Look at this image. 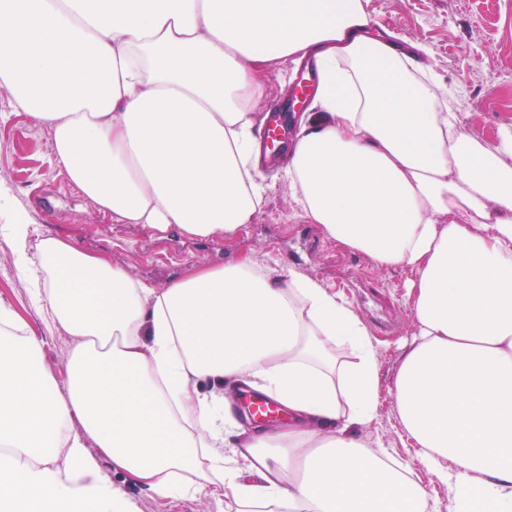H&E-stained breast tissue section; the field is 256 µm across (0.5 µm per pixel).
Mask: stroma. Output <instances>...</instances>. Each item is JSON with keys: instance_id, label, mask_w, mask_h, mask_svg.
<instances>
[{"instance_id": "stroma-1", "label": "stroma", "mask_w": 512, "mask_h": 512, "mask_svg": "<svg viewBox=\"0 0 512 512\" xmlns=\"http://www.w3.org/2000/svg\"><path fill=\"white\" fill-rule=\"evenodd\" d=\"M373 33H395L405 47H424L425 62L454 96V109L474 136L494 143L512 128V0H363ZM306 63L285 59L265 73L263 111L285 105ZM48 127L17 111L0 87V225L19 218L31 226V241L55 236L88 252H100L136 279L162 289L192 265L220 267L244 256L277 262L318 280L352 303L367 326L380 364L382 399L373 422L361 430L371 446L383 445L409 465L430 495L432 512H455L448 484L417 458L401 429L391 391L415 315L406 299L412 274L404 267L380 269L363 254L326 240L318 225L291 224L294 201L282 172L264 176L266 203L251 224L230 240H199L178 231L152 235L131 224L113 223L72 184L55 158ZM30 281L8 237L0 234V303L13 310L42 341L40 361L57 383L67 381L71 339L47 325L29 296ZM101 469L135 512H235L232 499L204 495L161 499L136 484L108 459Z\"/></svg>"}]
</instances>
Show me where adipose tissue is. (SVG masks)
I'll return each mask as SVG.
<instances>
[{
    "instance_id": "1",
    "label": "adipose tissue",
    "mask_w": 512,
    "mask_h": 512,
    "mask_svg": "<svg viewBox=\"0 0 512 512\" xmlns=\"http://www.w3.org/2000/svg\"><path fill=\"white\" fill-rule=\"evenodd\" d=\"M309 55L288 220L412 271L402 428L456 512H512V128L489 144L439 111L441 83L368 33L362 0H0L16 109L113 223L157 234L251 223L263 73ZM36 270L69 376L41 374L39 339L0 305V512H134L102 456L157 497L230 494L240 512H425L405 467L354 433L378 409V360L316 279L243 258L157 290L53 236ZM203 380L274 398L287 427L244 428Z\"/></svg>"
}]
</instances>
